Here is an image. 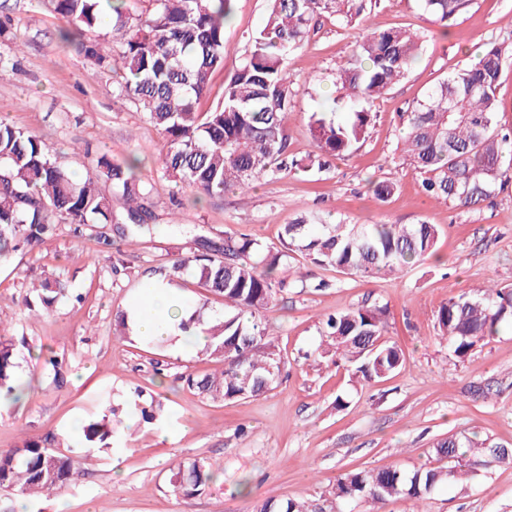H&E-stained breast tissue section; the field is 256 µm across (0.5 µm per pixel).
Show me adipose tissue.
<instances>
[{
  "label": "adipose tissue",
  "mask_w": 512,
  "mask_h": 512,
  "mask_svg": "<svg viewBox=\"0 0 512 512\" xmlns=\"http://www.w3.org/2000/svg\"><path fill=\"white\" fill-rule=\"evenodd\" d=\"M186 307L185 300L170 295L160 285L150 293L144 306H129L127 319L136 336L163 341L174 335L176 320Z\"/></svg>",
  "instance_id": "obj_1"
}]
</instances>
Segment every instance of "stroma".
<instances>
[{
    "label": "stroma",
    "instance_id": "35a3bbf8",
    "mask_svg": "<svg viewBox=\"0 0 512 512\" xmlns=\"http://www.w3.org/2000/svg\"><path fill=\"white\" fill-rule=\"evenodd\" d=\"M0 17L10 20L0 54L19 61L0 75V120L42 138L74 177L104 152L115 160L137 155L141 179H159L160 131L117 95L110 72L58 40L60 19L35 0H0ZM265 17L266 0H234L224 67L211 76L214 91L239 68L249 35ZM363 26L414 30L424 50L406 78L371 104L373 122L357 150L326 169L292 171L198 205L191 188L164 182L154 199L156 222L163 227L176 215L202 238L220 241L232 231L275 246L283 226L305 215L319 224L424 221L440 230L433 255L385 279L349 278L295 258L296 276L267 314L281 357L277 385L223 400L181 381L188 373L220 371L219 360L124 338L117 322L128 300L155 281L158 267L188 255L191 239L147 233L137 246L118 250L98 240L111 234V225L78 231L56 222L47 244L0 265V320L17 345L21 379L34 385L28 399L0 405V449L19 447L28 436L65 439L75 425L103 406L124 405L136 390L144 400L161 401L164 417L132 425L118 449L90 453L50 498L31 502L1 491L0 512H255L266 498L294 500L309 512H368L369 503L333 495L340 474L388 465L447 468L435 445L452 435L512 448V329L499 328L459 358L436 321L450 297L481 293L492 281L512 289V179L496 182L476 205L437 201L423 193L420 175L397 148L403 113L492 43L506 48L497 121L512 132V0H473L447 31L418 0H378ZM357 36V29L324 20L287 60L295 101L287 133L297 157L314 149L309 116L336 97L334 67ZM382 180L397 184L384 202L372 194ZM47 277L63 288L48 313L38 310L35 291ZM363 304L386 307V337L404 353L399 370L369 383L356 382L335 355L305 356L322 340L324 314ZM193 459L212 463L216 475L186 498L172 491L169 470ZM379 510L512 512V461L474 469L418 502L392 498Z\"/></svg>",
    "mask_w": 512,
    "mask_h": 512
}]
</instances>
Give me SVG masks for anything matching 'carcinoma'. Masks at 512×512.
<instances>
[{
  "label": "carcinoma",
  "mask_w": 512,
  "mask_h": 512,
  "mask_svg": "<svg viewBox=\"0 0 512 512\" xmlns=\"http://www.w3.org/2000/svg\"><path fill=\"white\" fill-rule=\"evenodd\" d=\"M152 8L137 18L136 29L118 55L107 52L86 33L101 26L126 28L128 0H36L65 22L60 38L97 66L112 72L119 95L139 104L148 120L161 130L164 153L162 177L184 183L198 197H222L246 192L262 180H275L294 170H321L331 159L349 155L364 140L373 115L365 104L385 95L407 74L418 58L421 36L411 30L368 31L336 67L333 84L343 91L336 104L341 119L323 112L309 116L315 151L298 158L288 153L287 122L293 109L286 60L323 18L353 26L373 0H267L264 26L250 38L247 58L207 110L200 101L210 97V75L224 68V27L233 0H150ZM434 20L448 22L465 12L473 0H419ZM503 49L490 46L475 64L458 69L428 90L404 113L401 137L404 160L422 177L433 199L471 205L489 195L493 183L512 176L503 159L512 157V139L497 126L498 82ZM137 159L114 161L96 157L84 177L74 179L53 159L40 138L0 120V264L22 247L44 245L53 235L52 218L68 224L113 222L112 192L126 204L124 222L115 225L121 242L130 244L142 233L159 231L152 223L153 185L135 175ZM439 229L421 224H309L301 218L286 224L280 246H268L244 233L224 232V243L194 251L169 275L192 267L198 284L224 299L230 312L204 317L205 307L178 324L185 335L195 329L207 336L203 354L224 362L218 374L201 379L187 374L186 386L213 399L256 396L272 388L281 358L270 340L264 312L277 291L288 286L294 255L330 266L345 275L374 278L395 275L432 255ZM59 293L46 278L38 297L50 307ZM385 308L362 305L327 316L320 354L335 351L353 368V375L370 382L401 368L402 349L383 340ZM436 320L458 357H465L502 325L512 326V289L491 288L479 295L461 294L441 305ZM377 345L372 350L370 346ZM27 385L18 374L16 344L0 336V402H18ZM130 411L147 423L161 420V405L130 403ZM123 420L108 408L81 427L76 447L64 453L51 438L26 437L18 448L0 450V489L23 495H49L67 484L83 456L119 447ZM436 452L457 466L472 469L512 460L504 446L449 437ZM214 476L206 460L179 462L170 468L174 492L187 498L198 494ZM456 476L435 468L410 474L394 466L349 471L336 479L340 499L373 504L403 495L419 500ZM260 512H308L297 502L268 500Z\"/></svg>",
  "instance_id": "obj_1"
}]
</instances>
